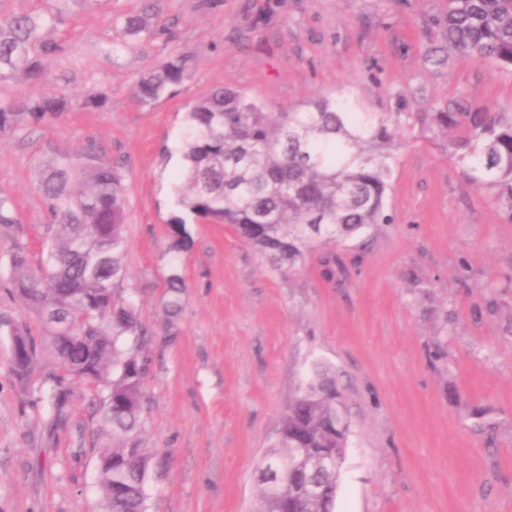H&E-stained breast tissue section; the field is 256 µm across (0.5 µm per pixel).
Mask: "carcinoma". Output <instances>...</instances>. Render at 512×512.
Masks as SVG:
<instances>
[{
	"label": "carcinoma",
	"mask_w": 512,
	"mask_h": 512,
	"mask_svg": "<svg viewBox=\"0 0 512 512\" xmlns=\"http://www.w3.org/2000/svg\"><path fill=\"white\" fill-rule=\"evenodd\" d=\"M112 0H47L38 13H0V81L19 76L44 85L37 95L0 98V133H10L30 116H58L70 107L49 88L51 68L69 53L65 37H53L67 12L95 9ZM123 39L109 53L141 47L160 30L155 0H142L132 13L113 16ZM489 62L512 74V0H447L446 11L427 25L424 59L440 68L450 57ZM193 56L179 52L151 66L137 85L138 100L150 105L189 77ZM418 134L448 156L462 176L493 195L512 223V109L493 111L457 94L426 112H356L348 96L323 94L286 112H268L245 92L215 88L197 98L183 129L180 206L210 224H228L275 268L301 261L321 237L346 240L393 223L389 207L394 161L401 131ZM38 191L50 223L64 237L49 244L36 266L18 253L11 288L46 324L54 351L74 379L102 385L103 420L115 442L104 453L112 468L99 471L106 512H146L145 482L150 464L141 447L143 368L130 349L118 351L121 336L138 340L133 307L107 301L124 274L125 188L112 162L94 144L76 167L67 155L54 160ZM171 315L181 310L182 278L167 279ZM74 324L64 339L56 316ZM340 393L326 377L288 403L268 468L288 466V448H334ZM321 493L308 512H332L339 473L319 474ZM255 512H282L288 487L278 490L267 476L258 481Z\"/></svg>",
	"instance_id": "1"
}]
</instances>
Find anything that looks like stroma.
Returning <instances> with one entry per match:
<instances>
[{
    "label": "stroma",
    "instance_id": "stroma-1",
    "mask_svg": "<svg viewBox=\"0 0 512 512\" xmlns=\"http://www.w3.org/2000/svg\"><path fill=\"white\" fill-rule=\"evenodd\" d=\"M112 0L71 17L70 53L53 87L106 110L81 108L0 134V512H105L98 484L112 430L93 386L65 378L40 318L10 290L11 257L37 263L60 235L38 192L45 161L95 141L126 185L125 276L146 336L143 447L152 451L147 512H252L257 465L289 401L325 369L350 423L335 512H512V224L488 191L417 131L397 154L394 221L369 242H321L273 269L233 229L188 219L170 249L182 131L195 99L227 86L283 112L350 92L372 112H422L462 92L512 108V75L482 61L423 60L425 22L446 0H159L166 27L146 48L107 55ZM191 52L194 69L154 104L137 103L149 62ZM345 265L322 274L329 254ZM178 273L182 309L170 316L166 280ZM38 346L19 381L11 328ZM60 383L53 407L45 392Z\"/></svg>",
    "mask_w": 512,
    "mask_h": 512
}]
</instances>
